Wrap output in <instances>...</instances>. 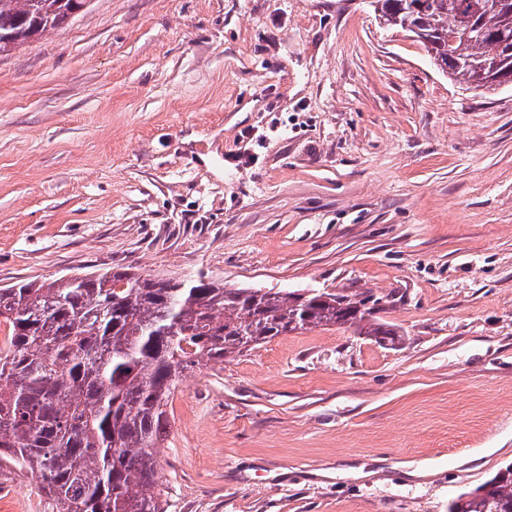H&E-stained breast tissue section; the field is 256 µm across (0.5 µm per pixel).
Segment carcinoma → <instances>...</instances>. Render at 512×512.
I'll use <instances>...</instances> for the list:
<instances>
[{
  "mask_svg": "<svg viewBox=\"0 0 512 512\" xmlns=\"http://www.w3.org/2000/svg\"><path fill=\"white\" fill-rule=\"evenodd\" d=\"M88 0H0V56L65 27ZM434 66L484 95L512 67V0H372ZM469 36H464L466 29ZM371 295L226 288L115 266L0 288V464L38 478L55 512H167L155 448L187 370L277 336L337 326L398 347ZM448 512H512V463Z\"/></svg>",
  "mask_w": 512,
  "mask_h": 512,
  "instance_id": "cac0c4a2",
  "label": "carcinoma"
}]
</instances>
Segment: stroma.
<instances>
[{"label": "stroma", "instance_id": "stroma-1", "mask_svg": "<svg viewBox=\"0 0 512 512\" xmlns=\"http://www.w3.org/2000/svg\"><path fill=\"white\" fill-rule=\"evenodd\" d=\"M132 266L371 291L183 373L169 512H448L512 463V87L477 96L370 0H92L0 57V288ZM0 512H52L0 470Z\"/></svg>", "mask_w": 512, "mask_h": 512}]
</instances>
